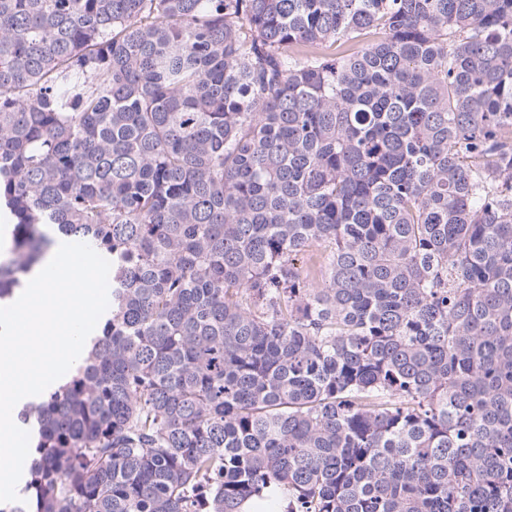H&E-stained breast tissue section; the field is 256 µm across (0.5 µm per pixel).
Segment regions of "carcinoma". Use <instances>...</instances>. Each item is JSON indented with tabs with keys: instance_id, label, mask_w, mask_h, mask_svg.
<instances>
[{
	"instance_id": "1",
	"label": "carcinoma",
	"mask_w": 512,
	"mask_h": 512,
	"mask_svg": "<svg viewBox=\"0 0 512 512\" xmlns=\"http://www.w3.org/2000/svg\"><path fill=\"white\" fill-rule=\"evenodd\" d=\"M0 216L112 278L0 512H512V0H0Z\"/></svg>"
}]
</instances>
